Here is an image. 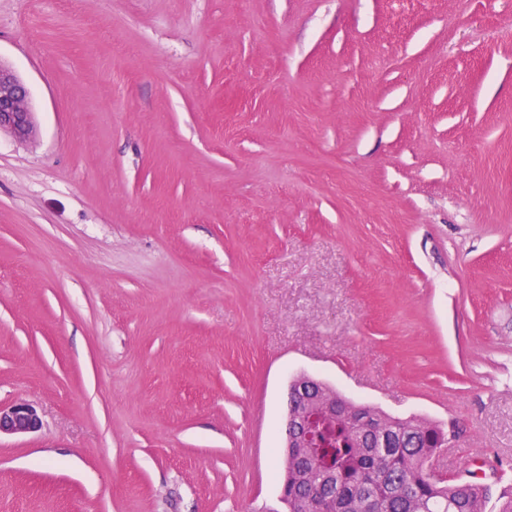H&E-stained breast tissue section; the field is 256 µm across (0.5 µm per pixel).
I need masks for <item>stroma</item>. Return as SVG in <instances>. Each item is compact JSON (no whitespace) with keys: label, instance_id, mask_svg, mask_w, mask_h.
Wrapping results in <instances>:
<instances>
[{"label":"stroma","instance_id":"35a3bbf8","mask_svg":"<svg viewBox=\"0 0 512 512\" xmlns=\"http://www.w3.org/2000/svg\"><path fill=\"white\" fill-rule=\"evenodd\" d=\"M0 512H280L311 375L512 462V0H0ZM8 130L19 139L34 131L33 112L25 86L0 64V131ZM40 423L37 411L27 404L8 407L0 405V438L2 435H26L36 432Z\"/></svg>","mask_w":512,"mask_h":512}]
</instances>
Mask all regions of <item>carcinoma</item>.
<instances>
[{
    "label": "carcinoma",
    "instance_id": "1",
    "mask_svg": "<svg viewBox=\"0 0 512 512\" xmlns=\"http://www.w3.org/2000/svg\"><path fill=\"white\" fill-rule=\"evenodd\" d=\"M315 394L346 407L334 421L315 417L308 446L288 449L284 512H487L488 486L480 479L430 476L444 426L357 405L322 382Z\"/></svg>",
    "mask_w": 512,
    "mask_h": 512
}]
</instances>
